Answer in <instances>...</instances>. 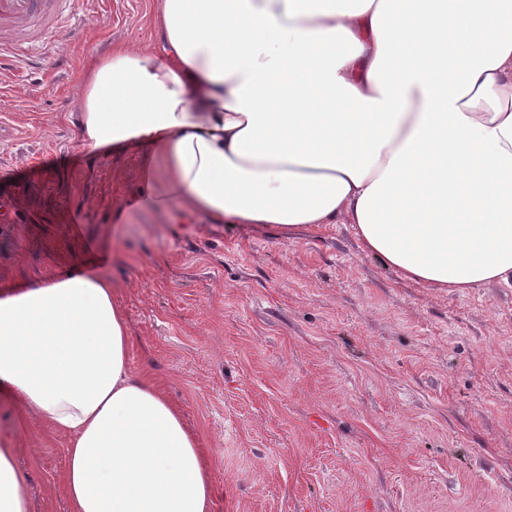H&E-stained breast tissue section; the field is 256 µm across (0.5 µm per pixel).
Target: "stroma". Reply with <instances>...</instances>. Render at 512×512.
I'll return each mask as SVG.
<instances>
[{
    "label": "stroma",
    "mask_w": 512,
    "mask_h": 512,
    "mask_svg": "<svg viewBox=\"0 0 512 512\" xmlns=\"http://www.w3.org/2000/svg\"><path fill=\"white\" fill-rule=\"evenodd\" d=\"M66 62L0 88V293L104 254L149 370L199 434L213 512H512V284L436 292L367 257L350 225L288 239L179 209L112 210L139 154L88 149L83 79L112 45L155 47L154 0H76ZM31 512H68L66 437L0 403Z\"/></svg>",
    "instance_id": "obj_1"
}]
</instances>
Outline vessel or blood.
<instances>
[{
	"instance_id": "1",
	"label": "vessel or blood",
	"mask_w": 512,
	"mask_h": 512,
	"mask_svg": "<svg viewBox=\"0 0 512 512\" xmlns=\"http://www.w3.org/2000/svg\"><path fill=\"white\" fill-rule=\"evenodd\" d=\"M77 16L73 0H0V72L16 57L13 44L26 51H55L59 34Z\"/></svg>"
}]
</instances>
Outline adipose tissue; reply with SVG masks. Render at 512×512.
Returning <instances> with one entry per match:
<instances>
[{
	"instance_id": "adipose-tissue-1",
	"label": "adipose tissue",
	"mask_w": 512,
	"mask_h": 512,
	"mask_svg": "<svg viewBox=\"0 0 512 512\" xmlns=\"http://www.w3.org/2000/svg\"><path fill=\"white\" fill-rule=\"evenodd\" d=\"M158 48L91 67L82 145L141 152V207L285 237L348 224L438 292L512 282V0H155ZM92 264L0 297V398L67 439L69 512H213L198 435ZM0 512H30L0 448Z\"/></svg>"
}]
</instances>
